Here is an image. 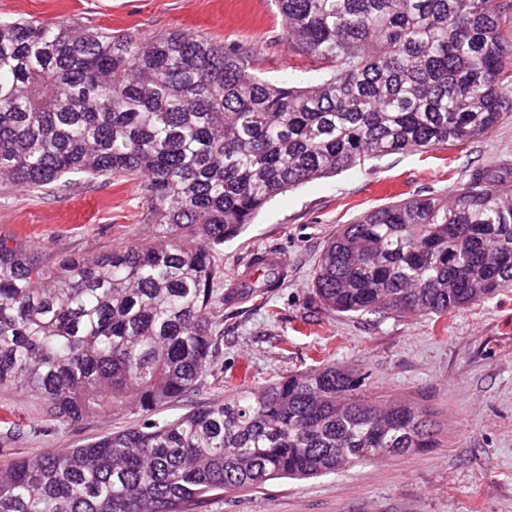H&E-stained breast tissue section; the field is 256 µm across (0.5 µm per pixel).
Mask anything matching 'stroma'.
Instances as JSON below:
<instances>
[{
    "instance_id": "35a3bbf8",
    "label": "stroma",
    "mask_w": 512,
    "mask_h": 512,
    "mask_svg": "<svg viewBox=\"0 0 512 512\" xmlns=\"http://www.w3.org/2000/svg\"><path fill=\"white\" fill-rule=\"evenodd\" d=\"M19 17L145 38L181 29L253 49L255 74L272 83L303 86L322 76L289 53L275 0H0V19ZM498 164L512 169V113L463 146L391 154L275 197L225 243L220 262L229 284L250 253L277 251L288 260V276L264 297L225 307L221 368L151 413L130 404L77 424L52 420L31 394L0 393V465L63 452L148 418L171 420L223 401L231 389L257 391L333 363L367 372L375 394L426 408L436 424L435 446L311 479L217 492L200 512H512V291L437 319L329 311L311 288L340 225L414 195L448 194L474 169ZM155 230L134 183L75 174L63 192L0 184V238L36 250L48 266L149 245Z\"/></svg>"
}]
</instances>
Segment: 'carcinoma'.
Masks as SVG:
<instances>
[{
  "mask_svg": "<svg viewBox=\"0 0 512 512\" xmlns=\"http://www.w3.org/2000/svg\"><path fill=\"white\" fill-rule=\"evenodd\" d=\"M288 51L328 76L251 72L252 53L174 29L154 38L67 20H0V178L16 188L135 181L150 246L53 267L0 239V389L76 423L194 390L218 364L216 263L276 196L397 153L457 147L512 112V0H278ZM335 312L440 318L512 288V179L473 170L336 233L311 282ZM368 374L325 364L162 423L109 432L0 475V512H192L214 492L307 479L429 448L414 404L370 399Z\"/></svg>",
  "mask_w": 512,
  "mask_h": 512,
  "instance_id": "cac0c4a2",
  "label": "carcinoma"
}]
</instances>
